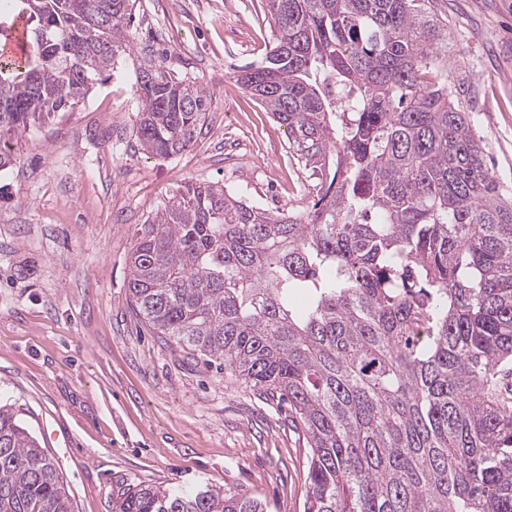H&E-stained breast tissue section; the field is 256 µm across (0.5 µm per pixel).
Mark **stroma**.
<instances>
[{"label":"stroma","instance_id":"1","mask_svg":"<svg viewBox=\"0 0 512 512\" xmlns=\"http://www.w3.org/2000/svg\"><path fill=\"white\" fill-rule=\"evenodd\" d=\"M263 0H136L134 49L0 171V400L47 448L74 512H111L116 485L208 487L303 512L307 443L286 405L203 370L129 306L134 232L187 183L218 182L269 211L305 212L283 126L237 84L263 60ZM448 69L477 90L473 126L512 196V0H437ZM208 94L195 145L157 158L135 135L148 61Z\"/></svg>","mask_w":512,"mask_h":512}]
</instances>
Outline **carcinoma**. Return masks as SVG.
Returning <instances> with one entry per match:
<instances>
[{
	"label": "carcinoma",
	"instance_id": "obj_1",
	"mask_svg": "<svg viewBox=\"0 0 512 512\" xmlns=\"http://www.w3.org/2000/svg\"><path fill=\"white\" fill-rule=\"evenodd\" d=\"M135 0H0L30 59L0 60V170L131 50ZM272 47L236 81L286 127L311 208L189 183L134 235L132 312L165 344L288 404L303 512H512V201L448 87L430 0H264ZM136 136L174 157L208 109L140 68ZM0 512H73L46 449L0 404ZM112 512H265L215 489L122 484Z\"/></svg>",
	"mask_w": 512,
	"mask_h": 512
}]
</instances>
